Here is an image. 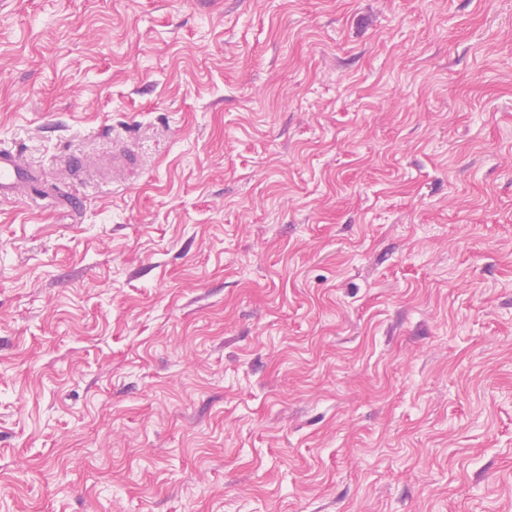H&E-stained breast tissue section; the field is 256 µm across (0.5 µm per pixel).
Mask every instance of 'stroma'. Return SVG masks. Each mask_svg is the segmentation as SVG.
Segmentation results:
<instances>
[{"label":"stroma","instance_id":"obj_1","mask_svg":"<svg viewBox=\"0 0 512 512\" xmlns=\"http://www.w3.org/2000/svg\"><path fill=\"white\" fill-rule=\"evenodd\" d=\"M0 147V512H512V0H0ZM40 177L24 163L17 149L0 148V198H8L21 187L32 186Z\"/></svg>","mask_w":512,"mask_h":512}]
</instances>
